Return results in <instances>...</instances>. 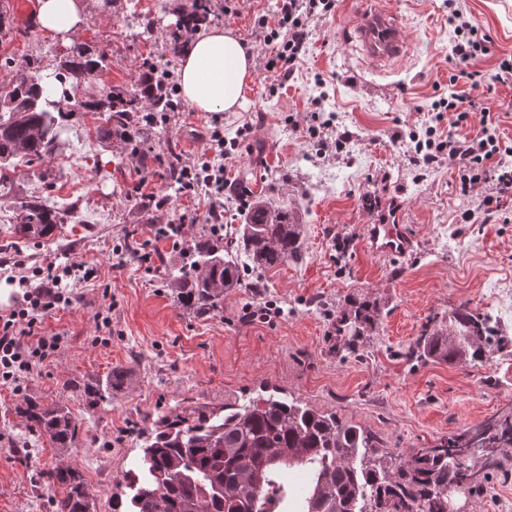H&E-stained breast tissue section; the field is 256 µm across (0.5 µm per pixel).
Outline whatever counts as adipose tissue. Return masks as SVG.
I'll return each instance as SVG.
<instances>
[{
    "instance_id": "adipose-tissue-1",
    "label": "adipose tissue",
    "mask_w": 512,
    "mask_h": 512,
    "mask_svg": "<svg viewBox=\"0 0 512 512\" xmlns=\"http://www.w3.org/2000/svg\"><path fill=\"white\" fill-rule=\"evenodd\" d=\"M39 30L70 45L81 34L87 11L84 0H36ZM253 70V58L230 27L195 31L180 60L179 86L185 100L201 112H234L245 102L243 89Z\"/></svg>"
}]
</instances>
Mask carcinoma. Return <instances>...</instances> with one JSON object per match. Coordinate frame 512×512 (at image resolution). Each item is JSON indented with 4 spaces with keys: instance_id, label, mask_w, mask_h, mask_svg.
I'll list each match as a JSON object with an SVG mask.
<instances>
[{
    "instance_id": "cac0c4a2",
    "label": "carcinoma",
    "mask_w": 512,
    "mask_h": 512,
    "mask_svg": "<svg viewBox=\"0 0 512 512\" xmlns=\"http://www.w3.org/2000/svg\"><path fill=\"white\" fill-rule=\"evenodd\" d=\"M209 0H194L192 12L171 29L167 48L177 56L182 48L180 30L209 10ZM12 78L0 90V194L11 191V169L17 160L31 163L52 157L61 145L65 111L61 100L69 88L93 79L105 62L102 53L76 47L54 75L60 99L46 96V76L30 62L7 57ZM165 79L155 86H114L100 98L83 100L79 108L104 118V129L128 147L139 162L149 160L144 144L151 140L157 121L145 118L143 99L154 111L178 107L164 91ZM170 188L179 191V154H167ZM244 223L224 237L204 234L188 249L189 260L165 271V285L182 306L199 315L218 311L224 293L234 288L261 287L263 277L280 264L302 259L304 242L294 213L271 202L258 201L243 213ZM18 232L44 239L63 219L41 200L21 205ZM373 317L359 307L336 316L335 329L354 349L359 326ZM492 318L459 307L448 325L434 326L429 319L416 345L406 356L453 360L466 352L480 358L484 345L495 337ZM129 375L115 368L105 385H87L96 400L128 388ZM22 409L39 435L56 448H70L78 422L64 405L46 407L27 399ZM512 447V416L482 424L446 443L423 450L396 467L377 465L371 437L355 425L341 421L297 400L273 394L220 407L198 403L158 416L142 447V455L125 472L131 495L126 512H448V491L476 481L477 467L490 466L480 451ZM44 482L65 491L57 512H88L90 488L80 471L58 465L42 474Z\"/></svg>"
}]
</instances>
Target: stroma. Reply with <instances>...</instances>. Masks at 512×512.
Instances as JSON below:
<instances>
[{"label":"stroma","mask_w":512,"mask_h":512,"mask_svg":"<svg viewBox=\"0 0 512 512\" xmlns=\"http://www.w3.org/2000/svg\"><path fill=\"white\" fill-rule=\"evenodd\" d=\"M36 0H9L14 38L0 43V56L29 59L44 72H58L71 53L33 24ZM365 0L312 20L311 36L293 76L281 80L253 71L243 108L200 112L190 104L156 127L147 167L128 159L123 142L97 132V117L70 112L62 152L18 166L12 191L0 197V256L22 253L30 264L46 256L96 266L94 280L74 284L70 308L49 316L48 333L64 336L53 362L33 374L22 392L0 384V512H55L62 488L46 489L41 471L59 460L77 466L97 512H113L130 491L124 472L142 452V433L152 417L193 402L221 406L276 387L301 403L370 433L384 466L396 467L418 451L435 447L489 420L512 415V355L489 344L483 358H407L428 317L447 321L460 303L497 313V285L512 284V223H462L475 196L461 195L456 173L441 165L417 173L396 130L421 126L433 116L438 94L467 90L450 82L453 28L446 0H390L409 43L401 59L375 63L351 35ZM193 0H92L79 46L108 55L90 83L72 90L82 100L105 86H133L147 62L177 71L164 46L179 14ZM208 25L232 26L250 40L255 18L273 16L276 0H210ZM464 19L491 40L494 57L475 67L493 75L496 55L512 54V0H458ZM152 21L144 35L139 19ZM335 116L319 136L305 133L315 120ZM296 125H289V117ZM226 139L240 138V156L226 176L224 221H242L234 188L297 211L304 225L305 257L264 277L261 290L238 288L224 296L222 311H186L164 283L167 265L183 250L157 238L161 224L193 216L182 233L197 237L211 201L167 188L163 160L176 147L184 162L199 163L213 125ZM249 126L246 137L238 130ZM349 131L342 152L327 153L322 139ZM335 176L331 192L313 193L312 175ZM46 199L77 203L50 237L29 240L15 231L22 202ZM405 225L412 238L406 256L385 257L366 244V227L382 220ZM136 238L152 265L118 256ZM277 304L281 317L243 321L245 307ZM366 305L374 324L363 327L364 357L346 351L336 334L337 307ZM109 311L110 341L98 342L96 315ZM128 369L127 390L95 402L83 385ZM67 405L79 423L68 451L38 437L21 409L25 399ZM451 512H512V447L500 449L481 482L454 490Z\"/></svg>","instance_id":"obj_1"}]
</instances>
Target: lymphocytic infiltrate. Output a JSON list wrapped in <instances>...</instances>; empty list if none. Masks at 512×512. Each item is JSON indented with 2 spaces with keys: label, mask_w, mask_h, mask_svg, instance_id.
I'll list each match as a JSON object with an SVG mask.
<instances>
[{
  "label": "lymphocytic infiltrate",
  "mask_w": 512,
  "mask_h": 512,
  "mask_svg": "<svg viewBox=\"0 0 512 512\" xmlns=\"http://www.w3.org/2000/svg\"><path fill=\"white\" fill-rule=\"evenodd\" d=\"M335 7L336 0H279L274 18L259 17L255 25L259 68L289 79L305 53L311 20L330 14ZM449 19L454 24L453 58L456 64L468 67L470 86L467 91L453 92L433 102L432 124L409 132L407 153L420 171L445 162L455 165L462 195L471 194L482 184L493 185V193L481 197L476 210L489 218L512 203V145H506L499 136V119L484 97L481 72L469 68L471 61L489 54L488 38L478 26L462 20L458 10H451ZM448 113L459 124L479 114V133L468 138L444 130L442 121ZM237 148V141L225 140L223 129L214 128L207 136L208 157L181 169L184 191L207 190L213 213L224 211V167ZM5 268L10 271L9 282L21 293L12 308L0 311V383L12 385L19 393L25 380L50 363L62 346V336L43 333L42 326L47 316L72 305L74 295L66 279L80 274L88 280L94 271L85 262L62 265L53 257L32 267L19 256L4 258L0 270Z\"/></svg>",
  "instance_id": "lymphocytic-infiltrate-1"
}]
</instances>
